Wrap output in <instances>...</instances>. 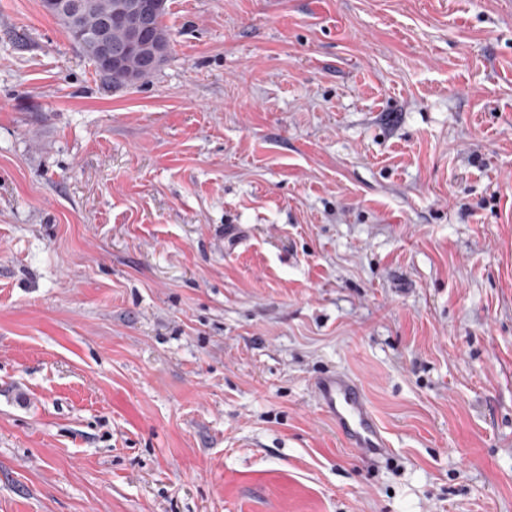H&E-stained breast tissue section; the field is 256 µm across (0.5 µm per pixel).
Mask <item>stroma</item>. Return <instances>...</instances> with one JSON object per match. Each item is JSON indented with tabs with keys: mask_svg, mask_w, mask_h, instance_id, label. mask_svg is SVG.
<instances>
[{
	"mask_svg": "<svg viewBox=\"0 0 512 512\" xmlns=\"http://www.w3.org/2000/svg\"><path fill=\"white\" fill-rule=\"evenodd\" d=\"M166 9L115 88L0 0V512H512V11ZM312 393L319 411L336 425L343 443L354 448L360 458L372 463L392 453L391 442L358 379L328 371L313 382Z\"/></svg>",
	"mask_w": 512,
	"mask_h": 512,
	"instance_id": "35a3bbf8",
	"label": "stroma"
}]
</instances>
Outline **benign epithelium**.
<instances>
[{
    "instance_id": "benign-epithelium-1",
    "label": "benign epithelium",
    "mask_w": 512,
    "mask_h": 512,
    "mask_svg": "<svg viewBox=\"0 0 512 512\" xmlns=\"http://www.w3.org/2000/svg\"><path fill=\"white\" fill-rule=\"evenodd\" d=\"M165 0H126L119 13L102 24L93 39L91 61L96 67L120 66L123 58L135 53L152 62L157 61V46L162 35L153 26V17ZM88 0H42L47 13L62 16L74 29H79L78 17L83 13ZM121 26L125 32L124 48H112V24Z\"/></svg>"
}]
</instances>
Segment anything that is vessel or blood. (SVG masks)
<instances>
[{
    "instance_id": "vessel-or-blood-1",
    "label": "vessel or blood",
    "mask_w": 512,
    "mask_h": 512,
    "mask_svg": "<svg viewBox=\"0 0 512 512\" xmlns=\"http://www.w3.org/2000/svg\"><path fill=\"white\" fill-rule=\"evenodd\" d=\"M312 393L319 411L335 424L343 443L360 458L372 463L392 453L391 442L358 379L329 371L313 382Z\"/></svg>"
}]
</instances>
